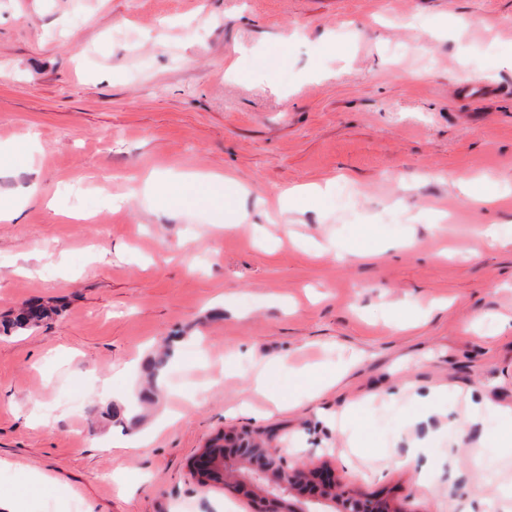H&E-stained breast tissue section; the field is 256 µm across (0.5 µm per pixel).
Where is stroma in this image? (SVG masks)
<instances>
[{"mask_svg":"<svg viewBox=\"0 0 512 512\" xmlns=\"http://www.w3.org/2000/svg\"><path fill=\"white\" fill-rule=\"evenodd\" d=\"M511 53L512 0H0V144L37 139L0 199L41 191L0 222V319L58 309L0 336V497L252 512L193 472L246 428L414 512H512V430L490 414L512 409ZM185 172L233 176L247 223L139 190ZM477 177L499 203L469 204ZM328 182L279 215L281 190ZM167 340L153 438L117 450L134 427L106 410ZM313 366L347 375L315 396ZM411 448L429 478L392 465ZM48 310L42 306H30L2 324L4 334L27 331L40 325L47 317Z\"/></svg>","mask_w":512,"mask_h":512,"instance_id":"stroma-1","label":"stroma"}]
</instances>
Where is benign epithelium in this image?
Wrapping results in <instances>:
<instances>
[{"label": "benign epithelium", "instance_id": "obj_1", "mask_svg": "<svg viewBox=\"0 0 512 512\" xmlns=\"http://www.w3.org/2000/svg\"><path fill=\"white\" fill-rule=\"evenodd\" d=\"M211 444L197 454L193 469L203 481L232 475L250 488L255 512H413L388 499L346 487L317 462L298 464L286 448H270L246 428L224 431V457L212 459Z\"/></svg>", "mask_w": 512, "mask_h": 512}]
</instances>
